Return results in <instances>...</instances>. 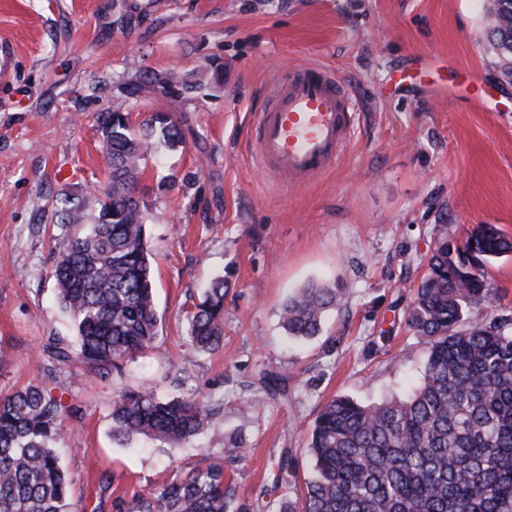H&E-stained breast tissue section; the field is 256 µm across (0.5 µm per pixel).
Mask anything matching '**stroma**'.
Wrapping results in <instances>:
<instances>
[{"label": "stroma", "mask_w": 512, "mask_h": 512, "mask_svg": "<svg viewBox=\"0 0 512 512\" xmlns=\"http://www.w3.org/2000/svg\"><path fill=\"white\" fill-rule=\"evenodd\" d=\"M489 0H0V396L46 383L65 412L59 452L75 512H114L116 496L147 494L223 452L237 504L270 490L275 456H307L322 404L369 403L417 382L426 359L404 313L441 228L495 224L512 236V77L489 36ZM224 66L213 86L211 60ZM434 62L433 79L399 86L401 65ZM318 62L361 110L335 167L299 188L260 168L255 123L277 77ZM200 83L187 98L136 99V70ZM472 93L451 96L457 70ZM170 112L182 146L150 156L139 191L159 335L100 377L73 361L48 375L39 353L67 332L50 276L60 226L53 196L108 180L94 113L141 123ZM496 290L472 318L512 315V256L491 264ZM229 283L224 347L195 354L186 312L215 276ZM339 289L320 336L288 337L279 311L309 281ZM288 378V402L256 378ZM154 387L214 411L178 443L113 442L124 391Z\"/></svg>", "instance_id": "35a3bbf8"}]
</instances>
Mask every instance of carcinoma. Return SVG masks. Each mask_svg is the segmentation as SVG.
<instances>
[{
  "label": "carcinoma",
  "instance_id": "obj_1",
  "mask_svg": "<svg viewBox=\"0 0 512 512\" xmlns=\"http://www.w3.org/2000/svg\"><path fill=\"white\" fill-rule=\"evenodd\" d=\"M491 37L512 54V0H490ZM160 88L181 96L199 84L175 72L139 73L127 93ZM101 151L110 181L82 197L55 199L50 221L65 228L51 276L73 335L50 336L42 351L48 372L73 360L106 377L157 337L155 281L138 191L142 165L160 146L184 142L171 113L158 109L134 129L127 112H99ZM512 255V237L479 224L454 240L443 230L407 310L406 324L426 346L421 381L402 398L362 403L347 396L318 410L308 443L312 476L293 482L299 459L288 448L275 461L279 512H512V317L471 318L493 296L487 267ZM224 277L214 278L187 315L194 351L223 346ZM339 290L308 283L283 304L288 335L321 334ZM273 398L288 397L285 379L264 372ZM61 400L42 383L0 396V512H72L71 481L57 447L63 439ZM112 438L184 441L210 423L196 398H162L151 389L113 400ZM115 512H237L224 481V455L200 464L148 496L113 501Z\"/></svg>",
  "mask_w": 512,
  "mask_h": 512
}]
</instances>
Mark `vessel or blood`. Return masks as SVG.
Returning a JSON list of instances; mask_svg holds the SVG:
<instances>
[{"instance_id": "b4317fda", "label": "vessel or blood", "mask_w": 512, "mask_h": 512, "mask_svg": "<svg viewBox=\"0 0 512 512\" xmlns=\"http://www.w3.org/2000/svg\"><path fill=\"white\" fill-rule=\"evenodd\" d=\"M355 116L352 97L329 70L311 64L288 72L256 125L259 160L289 186L308 184L335 166Z\"/></svg>"}]
</instances>
